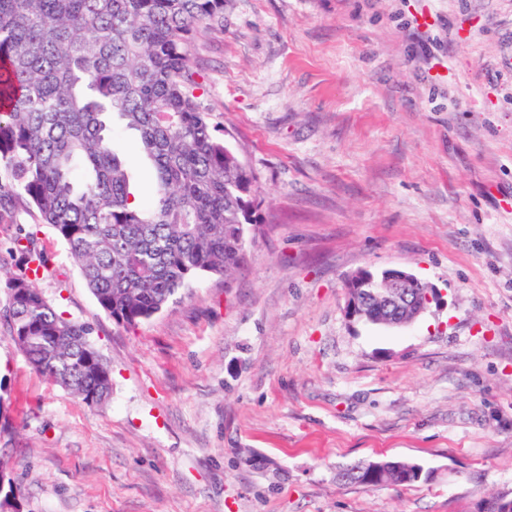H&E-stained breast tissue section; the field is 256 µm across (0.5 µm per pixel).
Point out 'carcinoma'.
<instances>
[{"label": "carcinoma", "instance_id": "obj_1", "mask_svg": "<svg viewBox=\"0 0 512 512\" xmlns=\"http://www.w3.org/2000/svg\"><path fill=\"white\" fill-rule=\"evenodd\" d=\"M224 28V0H0V220L24 208L50 225L98 305L134 327L202 274L229 276L259 233L256 176L217 136L194 89L192 43ZM136 134L152 197L131 190L117 134ZM5 272L10 336L33 369L87 404L112 393L93 328L34 286L47 268L34 234ZM422 465L340 481L373 488L429 477Z\"/></svg>", "mask_w": 512, "mask_h": 512}]
</instances>
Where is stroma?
Masks as SVG:
<instances>
[{
    "instance_id": "1",
    "label": "stroma",
    "mask_w": 512,
    "mask_h": 512,
    "mask_svg": "<svg viewBox=\"0 0 512 512\" xmlns=\"http://www.w3.org/2000/svg\"><path fill=\"white\" fill-rule=\"evenodd\" d=\"M197 96L258 178L261 233L137 326L25 210L38 290L89 323L112 394L36 373L0 320V460L20 512H473L512 495V0H224ZM444 296L408 329L345 314L357 270ZM418 462L367 488L350 463ZM409 465H402L398 470H391L386 475H371L362 467V461L346 466L338 473L340 481L347 484H359L365 487L373 488L380 486H409L421 480H427L429 473L424 470L422 465L415 462H407ZM411 464V465H410ZM416 465V466H415ZM419 469L423 473L419 474ZM381 483H384L380 485Z\"/></svg>"
}]
</instances>
